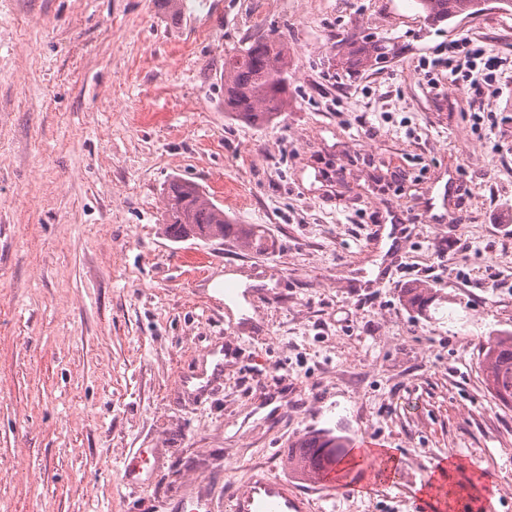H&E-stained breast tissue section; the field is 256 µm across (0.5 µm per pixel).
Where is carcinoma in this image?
<instances>
[{"instance_id":"obj_1","label":"carcinoma","mask_w":512,"mask_h":512,"mask_svg":"<svg viewBox=\"0 0 512 512\" xmlns=\"http://www.w3.org/2000/svg\"><path fill=\"white\" fill-rule=\"evenodd\" d=\"M425 20L436 24L459 16L482 11V0H417ZM346 64L359 68L369 61L380 64L388 49L381 40L366 47L349 42ZM288 38L271 31L267 37L247 47H238L224 55V109L257 127L273 123L288 108ZM166 224L176 239L222 240L229 220L224 210L206 199L197 184L182 178L172 179L166 188ZM431 301L430 289L419 284L407 289L405 302L412 308L425 309ZM486 382L494 396L512 401V333L489 339L483 360ZM298 447L304 449L306 474L319 461L337 467L342 462L340 440L324 436H307Z\"/></svg>"}]
</instances>
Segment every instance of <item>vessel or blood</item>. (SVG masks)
Instances as JSON below:
<instances>
[{"label":"vessel or blood","instance_id":"obj_1","mask_svg":"<svg viewBox=\"0 0 512 512\" xmlns=\"http://www.w3.org/2000/svg\"><path fill=\"white\" fill-rule=\"evenodd\" d=\"M228 512H312V502L288 479L252 471L228 498Z\"/></svg>","mask_w":512,"mask_h":512}]
</instances>
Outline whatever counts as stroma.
<instances>
[{"instance_id":"1","label":"stroma","mask_w":512,"mask_h":512,"mask_svg":"<svg viewBox=\"0 0 512 512\" xmlns=\"http://www.w3.org/2000/svg\"><path fill=\"white\" fill-rule=\"evenodd\" d=\"M274 29L288 108L258 128L224 110V53ZM353 34L386 62L343 70ZM461 38L507 70L449 83L430 62ZM175 177L269 250L171 238ZM498 224V0L437 25L415 0H0V512H225L256 467L314 512H422L448 458L454 512H512V404L481 365L512 332ZM326 433L399 483L310 488L297 443Z\"/></svg>"}]
</instances>
